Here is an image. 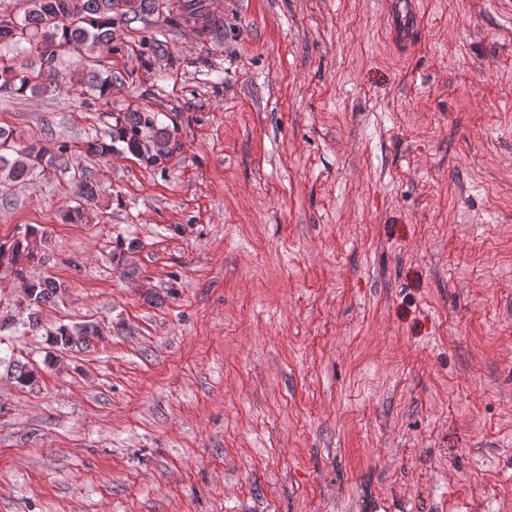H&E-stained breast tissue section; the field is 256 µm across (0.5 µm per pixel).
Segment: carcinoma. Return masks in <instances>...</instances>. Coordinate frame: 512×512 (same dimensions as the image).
I'll use <instances>...</instances> for the list:
<instances>
[{"label":"carcinoma","instance_id":"carcinoma-1","mask_svg":"<svg viewBox=\"0 0 512 512\" xmlns=\"http://www.w3.org/2000/svg\"><path fill=\"white\" fill-rule=\"evenodd\" d=\"M28 8L21 17L0 11V94L24 96L27 93L61 88L59 63L65 54L98 58L112 53V30L115 25L144 20L163 11L170 12L169 21L190 19L201 22L199 34H209L217 27L202 9V0H178L177 9L170 0H27ZM29 45L38 53L39 68L30 72L16 66L8 53ZM89 88L101 96L112 94V75L93 73ZM177 148L175 128L164 124L159 113L147 109H128L112 113V123L104 134L82 142L80 153L90 158L106 159L114 152L128 153L149 167H159ZM72 147L64 141L48 155L38 143H29L13 129L0 127V187L24 183L49 168L68 172L72 166ZM98 192L96 174L89 168H78L72 175L71 193L76 205L64 213V220H83L84 203L95 200ZM39 231L26 227L24 235L0 243V267L14 272L23 290L27 308L53 302L65 293V286L53 277H29L28 266L37 253L32 241ZM87 328L61 325L47 336L63 349L86 342ZM18 386L33 387L38 383V370L13 353L0 355V365Z\"/></svg>","mask_w":512,"mask_h":512}]
</instances>
